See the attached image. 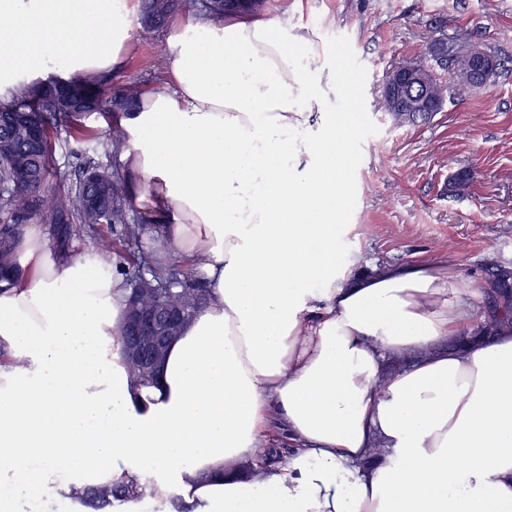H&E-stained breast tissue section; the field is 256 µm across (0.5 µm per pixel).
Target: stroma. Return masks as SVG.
<instances>
[{"label":"stroma","mask_w":512,"mask_h":512,"mask_svg":"<svg viewBox=\"0 0 512 512\" xmlns=\"http://www.w3.org/2000/svg\"><path fill=\"white\" fill-rule=\"evenodd\" d=\"M289 32L307 38L301 65L326 92L331 111L356 109L346 179L353 202L341 254L356 253L362 270L404 262L460 265L465 284L490 288V260L512 266V0H266ZM466 38L497 55L503 69L492 88L459 93L451 71L436 69L442 108L423 124L397 123L381 104L386 73L400 62L430 64L428 46ZM165 30L138 29L116 87L152 88L161 72L140 74L138 61L166 58ZM53 154L57 188L74 185L82 149L118 172L101 144L77 145L59 129ZM470 171L462 192L451 177Z\"/></svg>","instance_id":"1"}]
</instances>
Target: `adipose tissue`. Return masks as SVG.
<instances>
[{"label":"adipose tissue","mask_w":512,"mask_h":512,"mask_svg":"<svg viewBox=\"0 0 512 512\" xmlns=\"http://www.w3.org/2000/svg\"><path fill=\"white\" fill-rule=\"evenodd\" d=\"M134 11L0 0V100L118 71ZM304 42L268 12L180 18L164 81L117 117L131 209L205 274L154 385L114 344L119 266L25 227L0 293V512L132 479L183 512H512V331L450 348L484 298L457 264L342 257L360 116L326 111ZM274 421L287 467L241 478Z\"/></svg>","instance_id":"1"}]
</instances>
